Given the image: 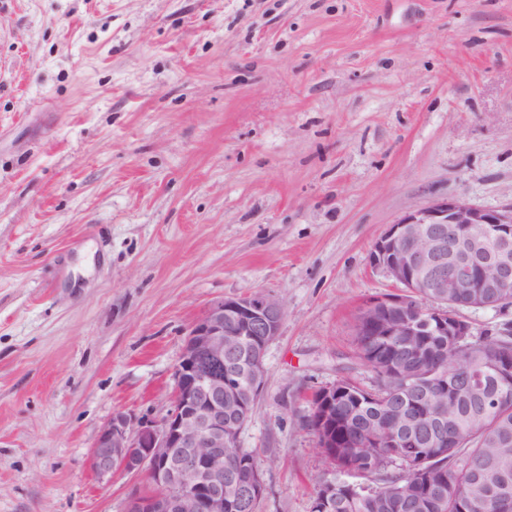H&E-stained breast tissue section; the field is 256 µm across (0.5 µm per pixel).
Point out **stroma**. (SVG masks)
<instances>
[{"mask_svg":"<svg viewBox=\"0 0 512 512\" xmlns=\"http://www.w3.org/2000/svg\"><path fill=\"white\" fill-rule=\"evenodd\" d=\"M447 196L512 204V0H0V512H124L100 428L165 417L254 292L285 317L238 446L258 512H310L302 418L397 290L369 251Z\"/></svg>","mask_w":512,"mask_h":512,"instance_id":"1","label":"stroma"}]
</instances>
